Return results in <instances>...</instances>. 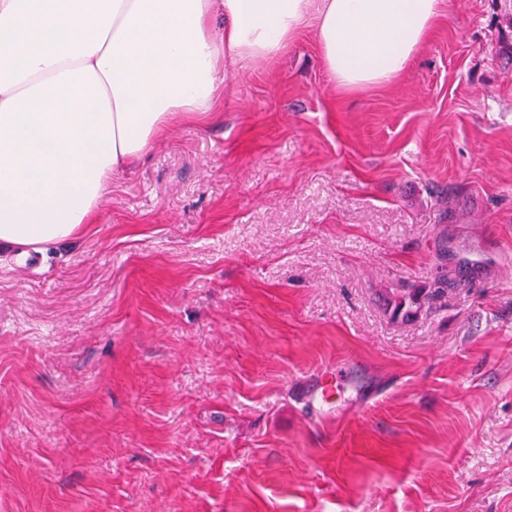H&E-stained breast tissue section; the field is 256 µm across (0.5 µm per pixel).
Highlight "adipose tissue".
I'll use <instances>...</instances> for the list:
<instances>
[{"instance_id":"adipose-tissue-1","label":"adipose tissue","mask_w":512,"mask_h":512,"mask_svg":"<svg viewBox=\"0 0 512 512\" xmlns=\"http://www.w3.org/2000/svg\"><path fill=\"white\" fill-rule=\"evenodd\" d=\"M443 0H0V247L93 223L114 173L204 119L220 55L261 62L314 25L348 91L403 73ZM223 28H216V17Z\"/></svg>"}]
</instances>
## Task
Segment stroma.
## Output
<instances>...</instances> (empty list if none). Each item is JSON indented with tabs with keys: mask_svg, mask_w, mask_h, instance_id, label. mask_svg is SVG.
Here are the masks:
<instances>
[{
	"mask_svg": "<svg viewBox=\"0 0 512 512\" xmlns=\"http://www.w3.org/2000/svg\"><path fill=\"white\" fill-rule=\"evenodd\" d=\"M511 9L360 93L311 25L224 59L75 241L0 249V512H512ZM333 388L335 386H325L315 379H310L299 385L296 398L309 408H314L316 412L323 413L325 406H329V400L335 395Z\"/></svg>",
	"mask_w": 512,
	"mask_h": 512,
	"instance_id": "35a3bbf8",
	"label": "stroma"
}]
</instances>
